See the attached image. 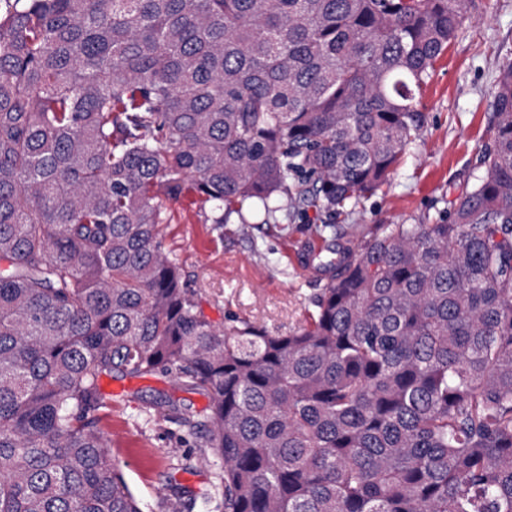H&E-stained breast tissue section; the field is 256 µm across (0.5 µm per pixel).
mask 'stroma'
Returning <instances> with one entry per match:
<instances>
[{
  "label": "stroma",
  "mask_w": 512,
  "mask_h": 512,
  "mask_svg": "<svg viewBox=\"0 0 512 512\" xmlns=\"http://www.w3.org/2000/svg\"><path fill=\"white\" fill-rule=\"evenodd\" d=\"M512 62V0H468L467 19L423 85L417 107L420 136L387 181L369 199L337 216L350 237L377 224H431L480 171L491 139L494 85ZM163 246L180 267L184 288L214 323L238 317L285 334L312 310L325 282L303 271L296 254L315 239L325 216L280 211L271 224L210 220L201 198L164 204ZM107 405L100 424L110 452L122 465L142 512H166L169 488H182V512H222L221 461L201 435L189 434L168 413L153 409L157 397L203 412L207 395L162 372L102 377Z\"/></svg>",
  "instance_id": "35a3bbf8"
}]
</instances>
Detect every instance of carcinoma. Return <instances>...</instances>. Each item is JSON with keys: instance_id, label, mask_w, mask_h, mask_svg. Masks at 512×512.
I'll return each mask as SVG.
<instances>
[{"instance_id": "1", "label": "carcinoma", "mask_w": 512, "mask_h": 512, "mask_svg": "<svg viewBox=\"0 0 512 512\" xmlns=\"http://www.w3.org/2000/svg\"><path fill=\"white\" fill-rule=\"evenodd\" d=\"M466 0H0V512H140L94 415L161 371L224 512H512V62L473 185L336 241L304 324L216 325L160 240L358 206L420 134Z\"/></svg>"}]
</instances>
